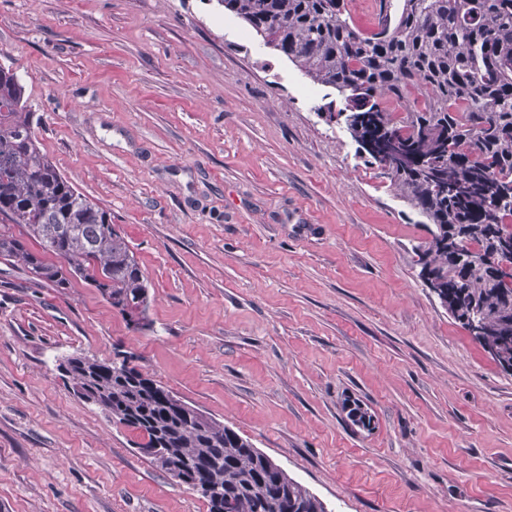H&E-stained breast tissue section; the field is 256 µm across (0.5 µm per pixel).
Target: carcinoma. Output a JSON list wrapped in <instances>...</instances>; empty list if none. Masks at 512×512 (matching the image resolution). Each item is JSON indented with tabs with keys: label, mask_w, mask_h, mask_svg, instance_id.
I'll return each instance as SVG.
<instances>
[{
	"label": "carcinoma",
	"mask_w": 512,
	"mask_h": 512,
	"mask_svg": "<svg viewBox=\"0 0 512 512\" xmlns=\"http://www.w3.org/2000/svg\"><path fill=\"white\" fill-rule=\"evenodd\" d=\"M347 0H218L316 84L342 95L352 138L382 141L386 171L427 221L419 276L455 322L512 374V0H398L370 34ZM424 92L413 108L410 90ZM24 229L16 235L14 225ZM41 247L34 251L28 241ZM0 259L55 288L78 278L122 318L148 315L149 286L112 214L42 151L24 85L0 67ZM77 393L163 450L158 467L209 512H327L233 429L126 359L64 362Z\"/></svg>",
	"instance_id": "1"
}]
</instances>
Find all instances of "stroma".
<instances>
[{
	"mask_svg": "<svg viewBox=\"0 0 512 512\" xmlns=\"http://www.w3.org/2000/svg\"><path fill=\"white\" fill-rule=\"evenodd\" d=\"M1 65L129 241L151 327L0 260V512H209L59 369L117 353L328 512H512V376L419 277L421 216L320 116L338 93L217 0H0Z\"/></svg>",
	"mask_w": 512,
	"mask_h": 512,
	"instance_id": "stroma-1",
	"label": "stroma"
}]
</instances>
